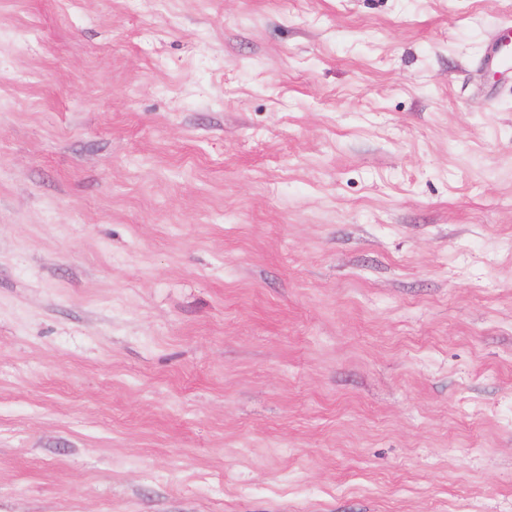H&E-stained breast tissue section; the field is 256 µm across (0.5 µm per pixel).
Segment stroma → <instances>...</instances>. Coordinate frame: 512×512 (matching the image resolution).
Listing matches in <instances>:
<instances>
[{
  "instance_id": "stroma-1",
  "label": "stroma",
  "mask_w": 512,
  "mask_h": 512,
  "mask_svg": "<svg viewBox=\"0 0 512 512\" xmlns=\"http://www.w3.org/2000/svg\"><path fill=\"white\" fill-rule=\"evenodd\" d=\"M512 0H0V512H512ZM512 27L508 26L495 35L487 46V67L504 77L512 64Z\"/></svg>"
}]
</instances>
